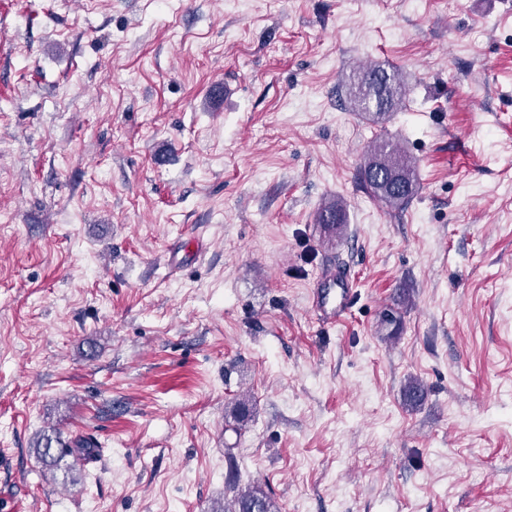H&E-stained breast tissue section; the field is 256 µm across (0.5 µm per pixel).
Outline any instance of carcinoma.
Here are the masks:
<instances>
[{"mask_svg":"<svg viewBox=\"0 0 512 512\" xmlns=\"http://www.w3.org/2000/svg\"><path fill=\"white\" fill-rule=\"evenodd\" d=\"M341 89L349 96L357 111L379 124L401 107L408 88L399 69L381 66H357L344 77ZM361 180L369 192L392 209L408 204L415 194L416 167L402 146L383 138L375 139L360 166ZM315 222L323 225L330 236H339L346 223V211L340 202L323 206ZM58 437L43 432L34 440V448L44 459L58 460L54 445ZM231 512H281L276 501L259 488L242 491L234 501Z\"/></svg>","mask_w":512,"mask_h":512,"instance_id":"1","label":"carcinoma"}]
</instances>
